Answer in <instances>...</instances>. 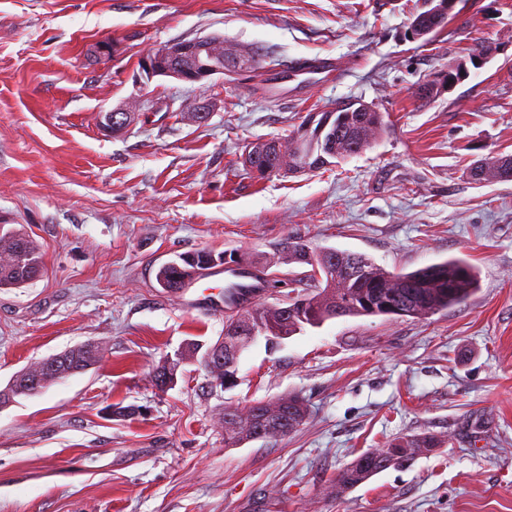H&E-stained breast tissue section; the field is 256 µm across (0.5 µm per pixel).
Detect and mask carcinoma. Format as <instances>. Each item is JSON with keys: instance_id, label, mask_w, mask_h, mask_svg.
Masks as SVG:
<instances>
[{"instance_id": "obj_1", "label": "carcinoma", "mask_w": 512, "mask_h": 512, "mask_svg": "<svg viewBox=\"0 0 512 512\" xmlns=\"http://www.w3.org/2000/svg\"><path fill=\"white\" fill-rule=\"evenodd\" d=\"M206 61L224 65L229 71L246 67L257 70L264 62L256 51H238L228 48L213 49ZM343 121L336 126L332 138L318 148L321 165L369 147L383 131L379 112H350L342 110ZM470 180L511 181L512 155L485 157L467 171ZM307 244L285 239L278 249V260L283 264H308L305 259ZM322 270L330 280H315L310 274L299 278L304 283L301 296L306 302L300 310L295 304L282 307L258 305L236 312L224 322V335L229 330L245 336L253 329L260 330L273 324L292 336L303 328V320L313 316L319 321L367 316L364 300L378 293L401 307L404 316L424 318L464 303L475 288L471 266L462 260H449L407 273H391L363 254L325 248ZM189 266H163L157 277L163 278L161 287L175 293L183 288ZM41 271V255L33 242L19 229L0 235V288H18ZM98 360V349L90 343L67 349L50 358L34 362L28 371L0 390V407H6L20 395L32 390L30 383H55L69 375L84 371ZM307 406L301 399L280 397L274 401L258 402L241 413L237 409H224V446L237 448L254 440L278 439L297 429L304 421ZM444 440L431 433L401 437L385 449L360 454L336 479V489L345 491L367 481L373 475L392 465L412 461L426 448H439Z\"/></svg>"}]
</instances>
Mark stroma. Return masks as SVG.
Wrapping results in <instances>:
<instances>
[{"mask_svg": "<svg viewBox=\"0 0 512 512\" xmlns=\"http://www.w3.org/2000/svg\"><path fill=\"white\" fill-rule=\"evenodd\" d=\"M428 4L0 0V228L24 229L42 257L36 279L0 289V389L35 361L99 350L0 408V512H512V181L466 175L512 153V0H461L447 28L408 38ZM212 35L267 59L197 84L141 68L167 42ZM480 44L481 68L416 98ZM317 58L336 80L284 68ZM133 99L129 128L103 131L101 114ZM185 99L216 108L198 123ZM347 100L386 124L362 153L262 179L244 167L252 143ZM289 237L391 272L461 258L478 287L421 319L342 317L272 350L256 341L236 386H214L200 352L226 315L187 309L159 269L198 251L258 259L276 281L269 305L300 287L302 266L275 261ZM289 394L308 405L296 431L225 447V407ZM423 433L445 447L333 491L361 453Z\"/></svg>", "mask_w": 512, "mask_h": 512, "instance_id": "obj_1", "label": "stroma"}]
</instances>
